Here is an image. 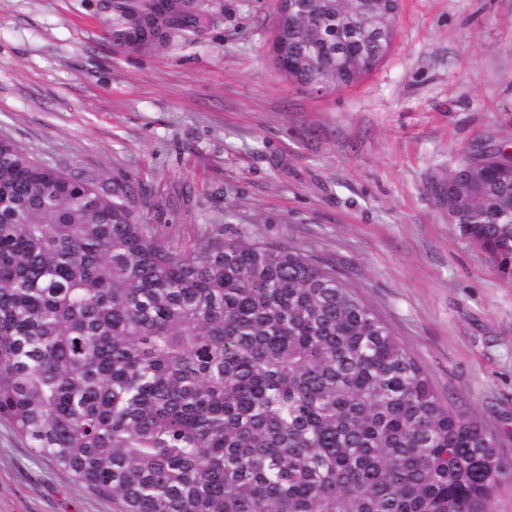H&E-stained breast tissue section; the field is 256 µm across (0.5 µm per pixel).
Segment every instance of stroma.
I'll use <instances>...</instances> for the list:
<instances>
[{"label": "stroma", "mask_w": 512, "mask_h": 512, "mask_svg": "<svg viewBox=\"0 0 512 512\" xmlns=\"http://www.w3.org/2000/svg\"><path fill=\"white\" fill-rule=\"evenodd\" d=\"M204 6L202 33L133 51L109 0H0V136L139 184L176 248L220 224L335 268L512 459V276L447 213L463 152L512 141V0H399L387 55L323 93L275 64L276 0ZM0 512L113 510L0 421Z\"/></svg>", "instance_id": "stroma-1"}]
</instances>
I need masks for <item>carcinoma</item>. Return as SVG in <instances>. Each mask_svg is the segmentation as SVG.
<instances>
[{"instance_id": "obj_1", "label": "carcinoma", "mask_w": 512, "mask_h": 512, "mask_svg": "<svg viewBox=\"0 0 512 512\" xmlns=\"http://www.w3.org/2000/svg\"><path fill=\"white\" fill-rule=\"evenodd\" d=\"M148 0H112L115 38ZM288 55L352 42L368 14L307 0ZM208 16L176 12L174 34ZM369 70H298L340 90ZM486 157L466 235L512 272V178ZM133 182L74 176L0 137V420L39 457L112 496L114 512H494L512 486L496 438L334 270L222 225L175 250L137 221Z\"/></svg>"}]
</instances>
